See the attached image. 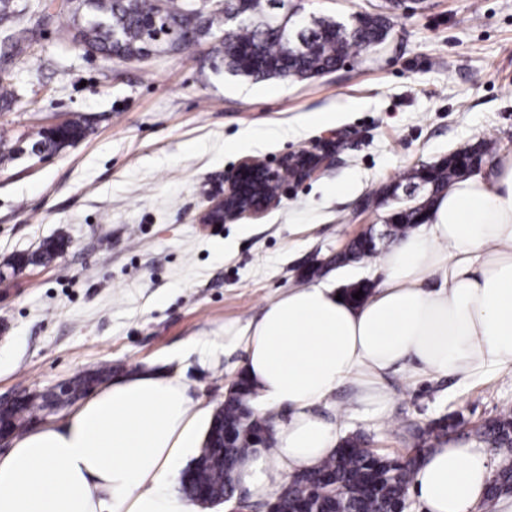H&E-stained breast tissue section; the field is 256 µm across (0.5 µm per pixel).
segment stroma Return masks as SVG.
I'll list each match as a JSON object with an SVG mask.
<instances>
[{
  "mask_svg": "<svg viewBox=\"0 0 512 512\" xmlns=\"http://www.w3.org/2000/svg\"><path fill=\"white\" fill-rule=\"evenodd\" d=\"M386 0H304L306 14L341 21L382 11ZM383 46L305 81L256 82L213 67L212 39L141 62L74 49L55 27L15 61L23 97L0 112L18 149L0 162V398L56 392L97 370L180 375L217 408L244 353L224 340L311 268L321 282L379 284L377 259H332L373 231L392 246L382 187L490 143L512 152V0H408ZM88 117L79 143L44 157L31 141L71 114ZM331 122H321V114ZM331 141L333 162L307 181L286 180L257 217L221 225L200 216L247 157L271 162ZM367 209H359L361 199ZM65 236L47 265L12 274L13 256ZM385 415L352 416L351 387L328 415L372 448L411 455L405 427L454 415L452 438L490 451L476 428L512 412V368L469 378L390 371Z\"/></svg>",
  "mask_w": 512,
  "mask_h": 512,
  "instance_id": "1",
  "label": "stroma"
}]
</instances>
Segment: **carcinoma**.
I'll list each match as a JSON object with an SVG mask.
<instances>
[{"mask_svg":"<svg viewBox=\"0 0 512 512\" xmlns=\"http://www.w3.org/2000/svg\"><path fill=\"white\" fill-rule=\"evenodd\" d=\"M272 0H228V9L247 18L231 29L224 27V11L195 14L189 0H50L28 17L30 7L19 0H0V109L8 110L20 101L12 84L8 64L28 54L38 42L45 27L61 24L62 33L79 39L94 56L105 60L118 58L140 61L162 50L178 53L206 37H216L219 45L213 63L236 75L256 81L281 78L303 81L342 66L354 53L383 44L391 30L385 14H356L344 24L330 16L312 17L300 30L290 24L279 27L283 19H270ZM296 42L288 53L286 39ZM88 127L80 114L54 128L37 132L36 144L45 153L81 141ZM490 149L481 146L471 153L454 154L433 165L422 177L414 171L410 179L424 181L428 191L425 200L409 213L396 211L389 215V234L404 237L422 223L421 214L450 182L471 173ZM67 240L62 236L44 241L29 254H18L11 264L18 271L29 264H48L63 251ZM376 255L374 240L358 238L350 242L348 253L336 255L340 266L345 261H360ZM107 371L71 382L66 399L81 394L89 383L103 378ZM255 391L243 378L216 408L213 423L199 456L187 467L193 482L183 491L193 495L194 484L205 486L208 495L197 499L200 504H215L226 495H236L232 474L238 463L254 451L259 441L269 446L272 431L260 435V426L249 415V402ZM61 406V395L50 393L12 404L7 410L13 432L24 430L26 422L39 412ZM459 423L451 417L441 418L421 427L408 425L406 430L416 440L414 455L399 460L384 456L370 448L364 435L356 432L342 438L334 456L311 471L294 475L287 484L275 490L270 503L277 512H398L414 480L420 455L434 448L455 431ZM479 434L490 447L503 451L493 479L489 483L484 504L491 506L503 494L512 493V414H503L486 422ZM331 476L336 483V496L325 490L324 480Z\"/></svg>","mask_w":512,"mask_h":512,"instance_id":"obj_1","label":"carcinoma"}]
</instances>
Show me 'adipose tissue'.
Masks as SVG:
<instances>
[{
    "instance_id": "ef3b65f1",
    "label": "adipose tissue",
    "mask_w": 512,
    "mask_h": 512,
    "mask_svg": "<svg viewBox=\"0 0 512 512\" xmlns=\"http://www.w3.org/2000/svg\"><path fill=\"white\" fill-rule=\"evenodd\" d=\"M380 268L383 282L362 303L312 284L225 327L243 349L254 412L274 429L273 446L233 474L253 499L335 453L339 423L319 407L339 387L354 385L355 406L380 413L393 368L466 378L512 367V153L490 175L452 181ZM207 426V407L179 376L115 379L0 454V512H198L180 485ZM492 478L487 454L445 442L408 492L425 512H474Z\"/></svg>"
}]
</instances>
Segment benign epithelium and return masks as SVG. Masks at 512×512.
<instances>
[{"mask_svg": "<svg viewBox=\"0 0 512 512\" xmlns=\"http://www.w3.org/2000/svg\"><path fill=\"white\" fill-rule=\"evenodd\" d=\"M334 155L328 145L312 150L301 149L282 159L279 167L295 168V180L315 177L322 164ZM277 170L243 159L237 169L226 178L224 195L212 200L201 215L203 224H224L244 216H258L278 201L284 185L277 183Z\"/></svg>", "mask_w": 512, "mask_h": 512, "instance_id": "1", "label": "benign epithelium"}]
</instances>
